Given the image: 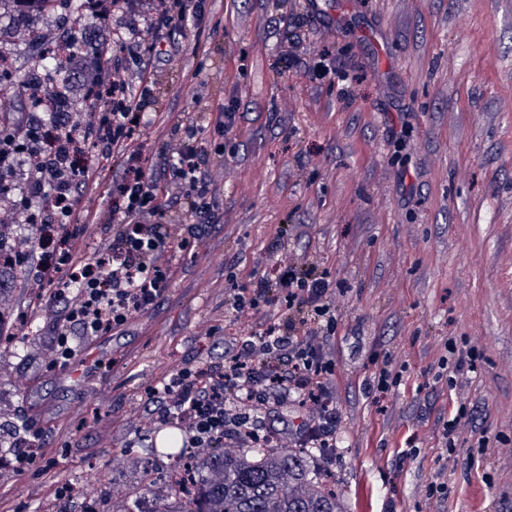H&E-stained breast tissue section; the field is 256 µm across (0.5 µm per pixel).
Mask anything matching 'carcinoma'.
<instances>
[{
	"instance_id": "cac0c4a2",
	"label": "carcinoma",
	"mask_w": 512,
	"mask_h": 512,
	"mask_svg": "<svg viewBox=\"0 0 512 512\" xmlns=\"http://www.w3.org/2000/svg\"><path fill=\"white\" fill-rule=\"evenodd\" d=\"M54 0H0V15L36 11ZM85 44H66L62 56L39 59V66L61 72ZM153 459L179 458L183 477L142 482L141 494L152 495L153 512H346L325 474L310 464V448H208L188 453L184 448H154ZM151 459V460H153ZM151 460L142 471L153 473Z\"/></svg>"
}]
</instances>
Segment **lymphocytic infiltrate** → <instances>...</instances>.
<instances>
[{"mask_svg": "<svg viewBox=\"0 0 512 512\" xmlns=\"http://www.w3.org/2000/svg\"><path fill=\"white\" fill-rule=\"evenodd\" d=\"M94 84L111 97L112 107L91 113L82 126L58 111L55 93L42 91L38 98L48 119L0 132V181L15 163L25 166V191L12 207L34 217L40 251L34 276L42 296L61 307L54 359L59 367L75 357V337L122 330L134 315L155 308L175 276L177 257L219 222L212 160L195 145L198 120L181 119L177 150L143 166L132 148L143 99L127 95L123 80L104 64ZM105 166L117 173L107 236L86 259L75 247L58 246L54 232L63 216L75 224L94 222L92 212L78 210V193ZM184 211L195 222L175 230L172 220ZM270 296L279 301L280 315L261 331L238 337L223 362L205 370L182 368L147 388L156 422L181 428L185 447H255L279 436L266 417L292 402L314 411L303 444L331 447L339 417L329 392L335 361L326 339L336 332V290L316 266L279 265L228 303L239 312Z\"/></svg>", "mask_w": 512, "mask_h": 512, "instance_id": "lymphocytic-infiltrate-1", "label": "lymphocytic infiltrate"}]
</instances>
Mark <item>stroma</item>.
<instances>
[{"label": "stroma", "mask_w": 512, "mask_h": 512, "mask_svg": "<svg viewBox=\"0 0 512 512\" xmlns=\"http://www.w3.org/2000/svg\"><path fill=\"white\" fill-rule=\"evenodd\" d=\"M320 3L314 13L307 0H184L185 29L123 10L105 24L50 12L0 23V53L28 67L19 32L30 24L47 41L71 27L111 42L134 96V55L154 57L150 100L162 111L134 135L149 156L176 147L181 113L239 112L231 132L199 136L221 222L178 259L158 306L78 338L63 372L51 366L57 306L31 313L26 274L5 290L0 446L42 429L55 466L20 474L0 462V512H55L59 479L81 489L69 512H112L114 491L139 490L146 388L265 328L277 302L236 313L226 298L303 259L338 289L340 425L314 464L347 512H512V0ZM287 40L304 66H285ZM326 51L341 76L314 75ZM82 204L99 217L79 239L90 255L112 209L110 171ZM451 339L475 349L474 372L442 365ZM384 366L397 383L366 391ZM433 482L445 493L428 496Z\"/></svg>", "instance_id": "1"}]
</instances>
